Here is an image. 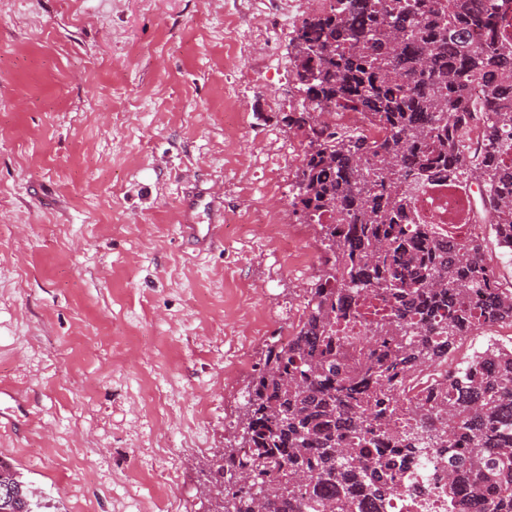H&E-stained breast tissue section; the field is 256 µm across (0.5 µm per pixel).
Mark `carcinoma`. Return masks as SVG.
Wrapping results in <instances>:
<instances>
[{"instance_id": "1", "label": "carcinoma", "mask_w": 512, "mask_h": 512, "mask_svg": "<svg viewBox=\"0 0 512 512\" xmlns=\"http://www.w3.org/2000/svg\"><path fill=\"white\" fill-rule=\"evenodd\" d=\"M512 20L498 0H333L289 39L300 103L283 113L304 154L290 207L320 227V268L287 342L266 345L248 385L239 446L210 461L252 471L268 512H384L395 479L432 456L461 512H512V345L490 343L463 366V342L512 325V287L494 280L484 238L450 247L410 218L421 183H478L472 220L493 227L512 256V47L496 39ZM480 81L488 98L470 94ZM361 112L383 129L327 124ZM349 223L347 230L341 225ZM373 300L369 339L340 333ZM448 364L407 393L420 372ZM22 473L0 458V512H41ZM218 512H255L251 489L224 495Z\"/></svg>"}]
</instances>
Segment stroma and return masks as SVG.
Segmentation results:
<instances>
[{
  "label": "stroma",
  "instance_id": "35a3bbf8",
  "mask_svg": "<svg viewBox=\"0 0 512 512\" xmlns=\"http://www.w3.org/2000/svg\"><path fill=\"white\" fill-rule=\"evenodd\" d=\"M287 7L0 0V457L51 512H208L207 463L303 316ZM189 198L224 205L209 250ZM218 228V224H194L189 219L180 225L183 238L197 247L210 246Z\"/></svg>",
  "mask_w": 512,
  "mask_h": 512
}]
</instances>
